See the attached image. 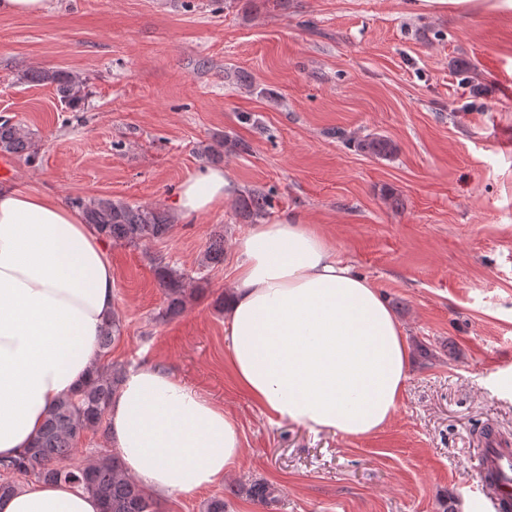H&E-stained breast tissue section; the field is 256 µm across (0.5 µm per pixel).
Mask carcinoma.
I'll list each match as a JSON object with an SVG mask.
<instances>
[{
    "label": "carcinoma",
    "instance_id": "1",
    "mask_svg": "<svg viewBox=\"0 0 512 512\" xmlns=\"http://www.w3.org/2000/svg\"><path fill=\"white\" fill-rule=\"evenodd\" d=\"M25 79L55 86L60 101L70 108L81 106L87 97L86 83L66 71L34 69L25 74ZM355 144L361 152L377 158L387 159L397 152L395 143L383 136L368 135L355 140ZM37 150L38 144L29 130L7 120L0 122V152L31 160ZM70 203L82 211L85 223L95 226L106 240L117 245L137 247L167 236L173 228L168 214L157 207L133 206L103 197H74ZM270 206L268 194L254 191L241 195L236 203L240 215L250 220L264 217ZM222 262L224 237L218 236L210 241L203 263L213 267ZM155 273L165 291V315L180 314L189 298L185 288L187 275L162 262L157 263ZM119 334V320L114 318L98 336L99 352L107 353ZM121 374L122 370L117 368L109 374L99 371L76 394L61 398L49 411L32 445L13 459L0 460V472L7 476L32 473L43 481L78 484L101 501L103 512H159L154 500L125 474L120 454L114 453L85 468L68 464L83 433L102 425ZM248 492L263 504L277 500L275 489L265 482L252 483Z\"/></svg>",
    "mask_w": 512,
    "mask_h": 512
}]
</instances>
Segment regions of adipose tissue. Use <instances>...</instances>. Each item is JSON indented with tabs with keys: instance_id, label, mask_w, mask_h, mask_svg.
Masks as SVG:
<instances>
[{
	"instance_id": "1",
	"label": "adipose tissue",
	"mask_w": 512,
	"mask_h": 512,
	"mask_svg": "<svg viewBox=\"0 0 512 512\" xmlns=\"http://www.w3.org/2000/svg\"><path fill=\"white\" fill-rule=\"evenodd\" d=\"M224 169L199 170L175 195L178 220L223 207ZM224 313L228 362L270 417L365 437L393 417L407 380L408 343L384 298L299 217L259 223L239 238ZM114 311L112 264L98 230L58 199L0 188V457L30 446L53 405L99 362L97 336ZM108 442L152 494L211 486L237 463L236 423L154 366H132L113 396ZM75 484L46 482L0 496V512H101Z\"/></svg>"
}]
</instances>
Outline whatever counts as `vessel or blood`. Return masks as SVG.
Listing matches in <instances>:
<instances>
[{
  "mask_svg": "<svg viewBox=\"0 0 512 512\" xmlns=\"http://www.w3.org/2000/svg\"><path fill=\"white\" fill-rule=\"evenodd\" d=\"M475 456L479 512H512V442L487 428Z\"/></svg>",
  "mask_w": 512,
  "mask_h": 512,
  "instance_id": "vessel-or-blood-1",
  "label": "vessel or blood"
}]
</instances>
